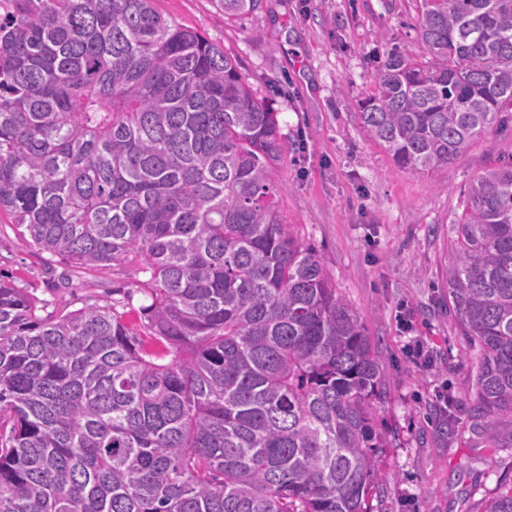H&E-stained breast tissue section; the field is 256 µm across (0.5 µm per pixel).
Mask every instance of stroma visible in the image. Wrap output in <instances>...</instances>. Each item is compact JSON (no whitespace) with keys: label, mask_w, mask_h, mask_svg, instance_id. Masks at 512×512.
<instances>
[{"label":"stroma","mask_w":512,"mask_h":512,"mask_svg":"<svg viewBox=\"0 0 512 512\" xmlns=\"http://www.w3.org/2000/svg\"><path fill=\"white\" fill-rule=\"evenodd\" d=\"M152 6L235 59L278 114L288 143L271 170L284 188L280 211L360 316L381 364L376 455L392 479L369 495V512H484L512 485V432L489 441L467 413L481 351L448 302V226L472 179L512 161V134H488L461 161L426 174L396 167L368 137L357 101L374 87L384 41L427 54L415 0H262L232 16L216 0ZM0 271L63 314L110 304L136 323L146 302L135 266L47 259L6 215ZM413 337L432 366L406 352Z\"/></svg>","instance_id":"obj_1"}]
</instances>
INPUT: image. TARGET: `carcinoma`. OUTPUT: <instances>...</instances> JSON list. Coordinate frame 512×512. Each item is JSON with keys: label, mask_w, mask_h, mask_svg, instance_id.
<instances>
[{"label": "carcinoma", "mask_w": 512, "mask_h": 512, "mask_svg": "<svg viewBox=\"0 0 512 512\" xmlns=\"http://www.w3.org/2000/svg\"><path fill=\"white\" fill-rule=\"evenodd\" d=\"M12 2L0 213L52 258L138 263L150 343L113 305L58 315L0 271V512H367L380 361L282 222L277 112L152 0ZM417 28L431 59L386 48L358 108L425 173L512 120V0H422ZM461 207L448 300L493 440L512 430V163ZM486 512H512V488Z\"/></svg>", "instance_id": "cac0c4a2"}]
</instances>
